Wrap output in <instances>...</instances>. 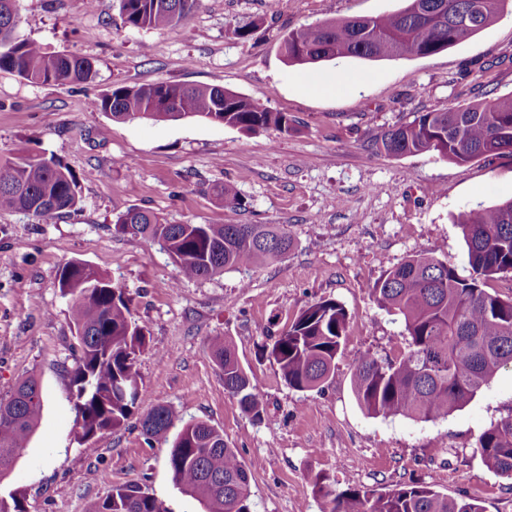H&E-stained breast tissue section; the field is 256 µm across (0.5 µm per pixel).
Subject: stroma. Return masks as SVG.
<instances>
[{
    "label": "stroma",
    "instance_id": "1",
    "mask_svg": "<svg viewBox=\"0 0 512 512\" xmlns=\"http://www.w3.org/2000/svg\"><path fill=\"white\" fill-rule=\"evenodd\" d=\"M406 0H202L174 29L125 25L119 0H17L15 35L89 59L90 81L28 82L0 71V162L18 148L54 157L77 177L79 205L52 223L0 211V399L36 375L41 421L0 497L22 492L27 512H89L113 488L141 484L164 512H203L174 484L170 442L147 438L142 418L172 406L204 420L235 448L250 477L251 512H324L316 477L331 489L388 488L415 475L435 491L466 495L483 512H512V477L490 471L477 449L512 415V369H501L463 407L434 422L368 415L352 385L354 360L406 352L404 326L378 308L374 281L425 251L459 272L466 246L453 214L512 198V158L457 164L433 153L388 156L372 142L421 112L512 92V13L431 56L285 63L289 30L379 16ZM251 33L242 38L241 26ZM344 74L335 93L307 78ZM167 81L212 85L287 113L291 133H244L200 117L115 121L93 102L117 86ZM232 182L240 205L215 186ZM152 211L164 224H281L294 242L281 260L180 278L152 241L116 232L118 217ZM80 261L131 296L146 345L138 395L121 428L88 440L76 431L71 375L77 339L61 268ZM349 314L336 367L322 389L288 386L270 354L304 308L320 300ZM230 340L260 392L254 420L209 353Z\"/></svg>",
    "mask_w": 512,
    "mask_h": 512
}]
</instances>
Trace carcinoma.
Instances as JSON below:
<instances>
[{
    "mask_svg": "<svg viewBox=\"0 0 512 512\" xmlns=\"http://www.w3.org/2000/svg\"><path fill=\"white\" fill-rule=\"evenodd\" d=\"M126 23L134 28H175L200 0H120ZM407 0L379 17H350L304 26L283 35L281 49L290 65L342 58L383 59L429 56L466 41L492 25L512 0ZM14 0H0V71L43 85L80 82L93 65L86 58L50 53L40 45L12 38ZM167 98L168 117L156 111ZM93 108L111 119L178 121L202 117L247 133L294 130L295 120L271 112L220 86H188L166 81L119 86ZM375 149L401 156L435 152L456 163L512 154V94L468 105L422 112L383 132ZM79 202L76 175L54 158L21 153L0 164V211L20 210L48 224ZM119 232L158 243L182 277L211 278L227 269L258 266L283 257L292 238L280 224H162L148 210L117 219ZM467 249L468 274L419 251L388 270L372 287L377 306L399 316L408 350L382 360L371 353L353 364L357 400L373 417L403 415L430 422L467 403L502 367L512 364V298L485 289L487 281L512 273V199L470 208L454 216ZM58 288L71 300V323L79 344L71 382L76 391L78 437L91 439L121 426L137 395L136 355L145 334L131 316L132 298L94 268L69 262ZM348 327L340 303L320 300L302 310L272 344L270 354L281 376L298 391L322 386L333 372ZM210 353L224 377V391L239 399L247 414L264 417L260 393L240 365L232 345L215 338ZM39 381H20L0 400V477L13 467L42 417ZM172 407L159 405L142 420L144 433L165 438L175 425ZM484 464L512 476V416L492 425L478 440ZM169 467L175 484L196 498L206 512H251L249 475L224 434L204 421L189 422L174 438ZM325 512H482L471 499L440 494L413 476L376 491L361 487L340 493L318 479ZM93 512H162L138 485L116 487Z\"/></svg>",
    "mask_w": 512,
    "mask_h": 512,
    "instance_id": "obj_1",
    "label": "carcinoma"
}]
</instances>
